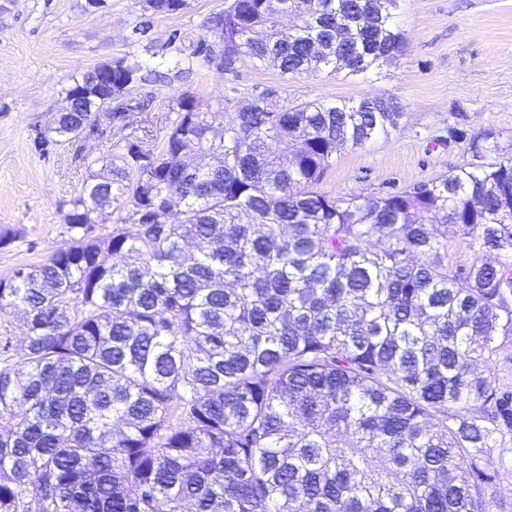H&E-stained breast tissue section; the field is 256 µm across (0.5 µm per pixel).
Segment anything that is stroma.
<instances>
[{
  "mask_svg": "<svg viewBox=\"0 0 512 512\" xmlns=\"http://www.w3.org/2000/svg\"><path fill=\"white\" fill-rule=\"evenodd\" d=\"M224 7V0H186L180 13L155 16L139 0H105L97 10L87 0H0V232L14 236L0 246V278L70 244L66 216L87 176L84 162L103 147L86 146L79 162L74 145L51 146L44 156L35 141L49 134L74 79L125 55L159 74L131 93L152 98L134 115L149 140L175 120L172 106L184 92L203 104L229 96L230 113L268 87L283 107L367 93L395 99L401 114L389 135L337 151L319 184L334 197L403 191L469 166L473 141L485 146L484 161L512 159V0H406L403 52L367 79L343 71L284 75L246 59L230 71L174 68ZM146 22L149 37L138 39L134 29ZM175 29L181 39L167 47ZM487 462L499 474L485 494L489 508L512 512V438L494 443Z\"/></svg>",
  "mask_w": 512,
  "mask_h": 512,
  "instance_id": "stroma-1",
  "label": "stroma"
}]
</instances>
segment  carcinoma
<instances>
[{
    "label": "carcinoma",
    "mask_w": 512,
    "mask_h": 512,
    "mask_svg": "<svg viewBox=\"0 0 512 512\" xmlns=\"http://www.w3.org/2000/svg\"><path fill=\"white\" fill-rule=\"evenodd\" d=\"M366 3L230 0L188 58L366 78L404 42L402 0L360 28ZM147 81L133 56L110 99L85 73L39 141L112 109L71 244L0 278V319L25 327L17 354L0 333V512H490L486 450L512 437V384L491 376L512 339V161L338 199L316 186L339 146L397 127L393 99L287 108L266 88L226 123L227 97L184 93L148 146L124 134ZM113 207L112 236L89 238Z\"/></svg>",
    "instance_id": "cac0c4a2"
}]
</instances>
